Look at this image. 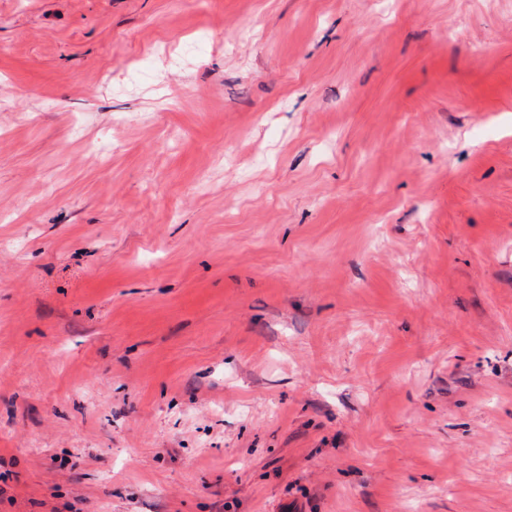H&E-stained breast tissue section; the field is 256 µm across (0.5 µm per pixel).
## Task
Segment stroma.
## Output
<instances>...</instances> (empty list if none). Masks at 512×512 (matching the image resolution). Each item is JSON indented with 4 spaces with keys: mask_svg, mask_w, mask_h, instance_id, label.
<instances>
[{
    "mask_svg": "<svg viewBox=\"0 0 512 512\" xmlns=\"http://www.w3.org/2000/svg\"><path fill=\"white\" fill-rule=\"evenodd\" d=\"M0 512H512V0H0Z\"/></svg>",
    "mask_w": 512,
    "mask_h": 512,
    "instance_id": "stroma-1",
    "label": "stroma"
}]
</instances>
